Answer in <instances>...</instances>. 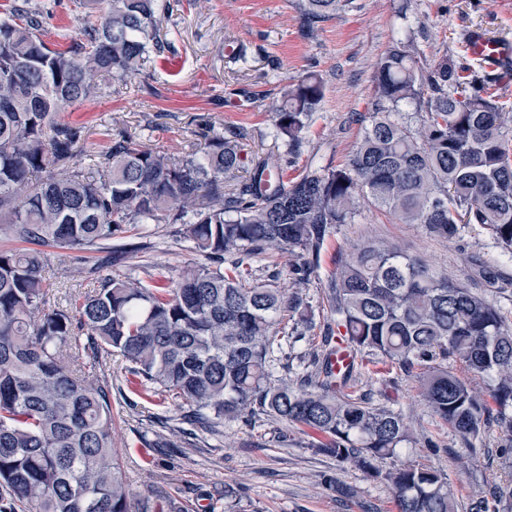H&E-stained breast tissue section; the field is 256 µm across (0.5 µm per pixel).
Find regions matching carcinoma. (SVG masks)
<instances>
[{
  "instance_id": "obj_1",
  "label": "carcinoma",
  "mask_w": 512,
  "mask_h": 512,
  "mask_svg": "<svg viewBox=\"0 0 512 512\" xmlns=\"http://www.w3.org/2000/svg\"><path fill=\"white\" fill-rule=\"evenodd\" d=\"M350 0H304L309 25ZM80 23L82 42L52 49L29 0L0 19V223L23 250H0V488L28 512H130L131 492L112 448V405L97 385V353L121 356L150 402L164 392L193 422L215 432L226 420L272 416L316 435L312 448L392 489L396 512H457L447 478L432 468L375 462L417 441L401 414L346 392L354 369L335 372L341 346L385 363L419 366L431 413L468 440L490 415L512 442V324L502 310L424 261L368 242L335 262L325 298L337 335L324 337L314 370L296 386L275 377L284 348L313 329L297 291L259 283L250 260L270 250L295 259L298 281L367 201L403 224L450 242L477 224L512 253V118L485 83L443 58L419 63L394 42L375 72L378 97L348 163L285 177L245 153L246 133L205 128V147L174 157L117 130L93 155L97 178L75 163L83 129L57 120L101 87L126 84L171 47L162 18L178 0H104ZM323 98L308 73L273 108L276 136L300 140ZM413 104L414 126L400 112ZM74 166L62 176L55 166ZM149 224H179L210 264L187 266L173 287L117 271L136 248L124 243ZM43 247L107 255L114 271L82 300L46 308ZM292 330H286L288 321ZM463 363L487 379L488 397L448 369ZM493 503L467 512H512V480Z\"/></svg>"
}]
</instances>
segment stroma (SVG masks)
<instances>
[{
  "mask_svg": "<svg viewBox=\"0 0 512 512\" xmlns=\"http://www.w3.org/2000/svg\"><path fill=\"white\" fill-rule=\"evenodd\" d=\"M42 15V38L64 49L77 38L79 18L98 15L99 0H30ZM302 0H190L163 19L173 52L152 56L140 77L112 86L92 100L65 107L60 121L84 126L82 155L101 151L108 132L126 130L144 143L180 155L205 124L243 127L249 155L281 164L288 177L310 166L335 168L353 154L364 130L362 115L377 98L376 64L394 41L411 45L418 58H448L467 71L483 72L470 58L463 39L473 29L512 43V0H352L336 17L305 34ZM248 47L247 62H231L228 43ZM316 73L323 98L302 139L290 148L272 137V107L287 85ZM398 245L471 291L501 306L512 319V297L499 294L478 272L495 267L512 281V254L497 247L479 225L467 226L454 243L429 235L418 224H393L375 206L361 203L354 223L340 226L321 254L309 280L296 282L288 253L272 251L253 259L258 281L279 270L280 287L306 295L316 327L330 320L320 286L335 258L367 241ZM122 271L160 284L188 264L206 263L190 250L175 224L153 228ZM49 306L75 291L94 287L97 254L59 262L58 249L46 248ZM98 383L112 403V445L122 475L132 490V512H396L390 486L358 468L311 448L312 438L268 417L260 426L245 420L225 422L218 434L184 432L188 408L168 394L141 400L128 364L102 354ZM358 360L359 391L401 412L417 438L403 461L443 473L460 512L475 496H490L512 475V453L494 421H487L476 448H469L450 426L434 419L421 400L415 374ZM333 476L354 490L346 497L322 484ZM232 497H225V490Z\"/></svg>",
  "mask_w": 512,
  "mask_h": 512,
  "instance_id": "1",
  "label": "stroma"
}]
</instances>
